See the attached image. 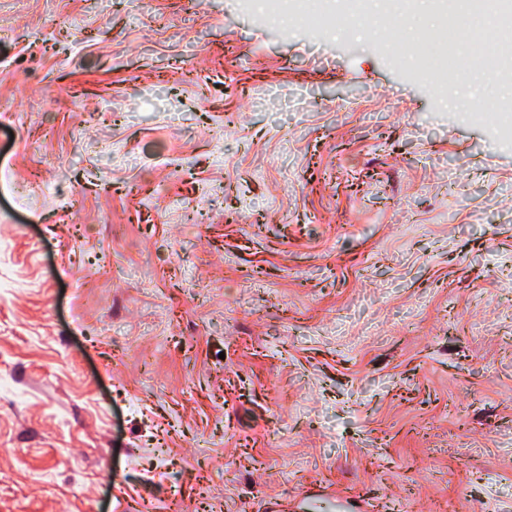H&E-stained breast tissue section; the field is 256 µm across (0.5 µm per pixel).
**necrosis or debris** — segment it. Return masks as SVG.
Segmentation results:
<instances>
[{
	"mask_svg": "<svg viewBox=\"0 0 512 512\" xmlns=\"http://www.w3.org/2000/svg\"><path fill=\"white\" fill-rule=\"evenodd\" d=\"M266 16L277 24L299 22L307 27L324 24L338 29L348 28L358 13L368 16L375 27L390 30L392 37L383 52L395 63L402 64L408 55H416L421 63L419 77L437 97L448 95L449 87L463 76L479 75L486 85L485 108L494 116L497 126L512 130V97L501 96L502 84H512V57L499 56L492 69L474 72L471 56L480 54L487 35L494 31V17H512V0H430L433 18L448 32L447 50L437 49L429 29L417 30L406 39L405 29L413 26L416 0H382L378 11H370L369 0H267Z\"/></svg>",
	"mask_w": 512,
	"mask_h": 512,
	"instance_id": "4bbe7bcc",
	"label": "necrosis or debris"
}]
</instances>
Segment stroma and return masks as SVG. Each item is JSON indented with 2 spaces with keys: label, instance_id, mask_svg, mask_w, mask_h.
Returning <instances> with one entry per match:
<instances>
[{
  "label": "stroma",
  "instance_id": "1",
  "mask_svg": "<svg viewBox=\"0 0 512 512\" xmlns=\"http://www.w3.org/2000/svg\"><path fill=\"white\" fill-rule=\"evenodd\" d=\"M247 2L0 0V512H512V135Z\"/></svg>",
  "mask_w": 512,
  "mask_h": 512
}]
</instances>
